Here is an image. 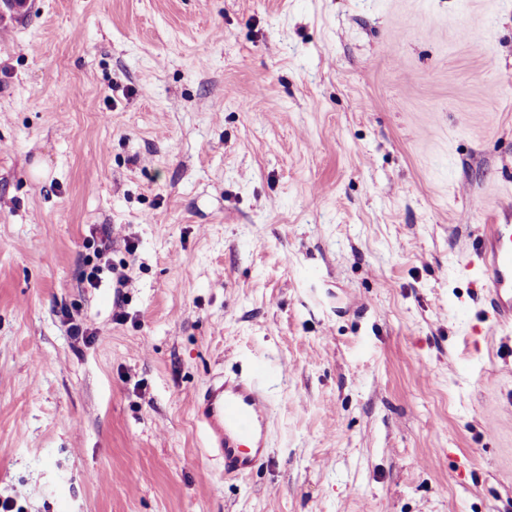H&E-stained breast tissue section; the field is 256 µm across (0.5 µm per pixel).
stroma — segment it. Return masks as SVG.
<instances>
[{"instance_id": "obj_1", "label": "stroma", "mask_w": 512, "mask_h": 512, "mask_svg": "<svg viewBox=\"0 0 512 512\" xmlns=\"http://www.w3.org/2000/svg\"><path fill=\"white\" fill-rule=\"evenodd\" d=\"M0 198V499L512 512V0H0ZM253 362L228 481L192 401ZM478 255L476 273L491 298L490 332L496 334L512 321V223L484 224ZM265 374L259 364L218 374L194 400L206 448L223 467L225 480L246 477L270 463L268 426L273 409Z\"/></svg>"}]
</instances>
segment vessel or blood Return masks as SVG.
Here are the masks:
<instances>
[{"mask_svg":"<svg viewBox=\"0 0 512 512\" xmlns=\"http://www.w3.org/2000/svg\"><path fill=\"white\" fill-rule=\"evenodd\" d=\"M478 255L476 273L491 298L490 330L495 333L512 322V223L484 225ZM193 407L208 452L220 462L225 479L243 478L268 466L272 404L263 366L216 375Z\"/></svg>","mask_w":512,"mask_h":512,"instance_id":"1","label":"vessel or blood"}]
</instances>
